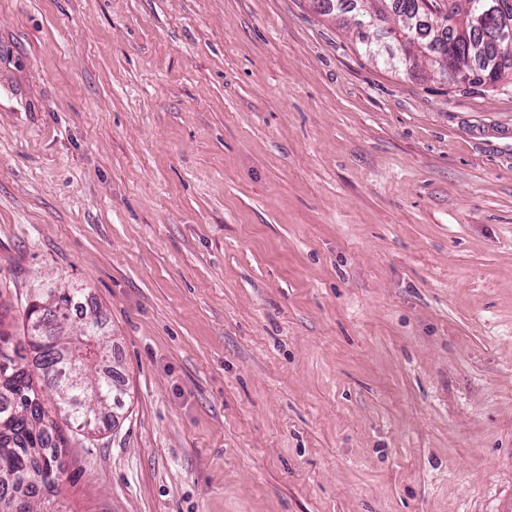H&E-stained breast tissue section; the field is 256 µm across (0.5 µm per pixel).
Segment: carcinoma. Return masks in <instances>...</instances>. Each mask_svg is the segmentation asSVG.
<instances>
[{
  "label": "carcinoma",
  "mask_w": 512,
  "mask_h": 512,
  "mask_svg": "<svg viewBox=\"0 0 512 512\" xmlns=\"http://www.w3.org/2000/svg\"><path fill=\"white\" fill-rule=\"evenodd\" d=\"M448 15L435 8L430 11V22L422 23L411 36V41L424 50L449 58L461 64L470 73L464 85H495L501 81L505 71L512 70V46L498 42L496 32L500 17L497 11L484 14L480 29L463 31L461 24H450L441 34H436L434 23ZM395 47V52L383 59L391 67H404L405 49L408 41L389 31L381 33ZM470 40L484 45L485 54L498 59L493 69L485 68L480 60L467 59L466 43ZM47 299L52 307L31 303L25 309L26 319L34 322L46 320L45 331L27 327L21 336H13L3 329L0 320V379H4L0 391V498L9 495V490L21 488L28 492L17 495L13 501V512H38L34 497L39 489L54 488L69 466L68 449L55 420L46 415L42 394L56 400L59 415L69 424L84 429L91 425V416L112 404L116 397L113 376L100 374L99 365L106 358V344L101 336L102 326L97 307L82 303L77 291L51 293ZM80 322L73 326L74 333H65L71 316ZM95 352L80 362L86 377L97 378L107 399L99 400L92 392H75L67 400L62 396L67 375V364L61 361L62 353H80L86 347ZM33 353L36 369L40 373V387H35L30 371L25 365L28 353Z\"/></svg>",
  "instance_id": "obj_1"
}]
</instances>
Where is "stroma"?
<instances>
[{
	"label": "stroma",
	"instance_id": "35a3bbf8",
	"mask_svg": "<svg viewBox=\"0 0 512 512\" xmlns=\"http://www.w3.org/2000/svg\"><path fill=\"white\" fill-rule=\"evenodd\" d=\"M78 288L118 417L59 512H512V76L312 0H0V317Z\"/></svg>",
	"mask_w": 512,
	"mask_h": 512
}]
</instances>
